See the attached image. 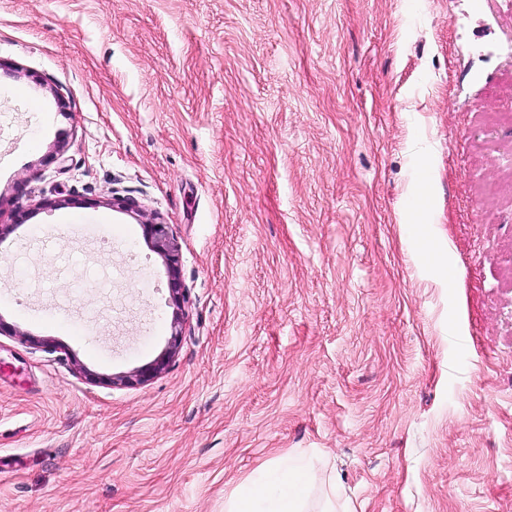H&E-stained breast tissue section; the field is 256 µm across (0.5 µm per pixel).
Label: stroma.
Listing matches in <instances>:
<instances>
[{
  "label": "stroma",
  "mask_w": 512,
  "mask_h": 512,
  "mask_svg": "<svg viewBox=\"0 0 512 512\" xmlns=\"http://www.w3.org/2000/svg\"><path fill=\"white\" fill-rule=\"evenodd\" d=\"M502 114L512 0H0V512H512ZM158 217H153L143 222L142 227L147 240L151 243L155 253L162 259L168 271V286L170 298L176 306L175 313L171 323V334L168 346L164 351L151 363L147 368L134 372L133 375L119 376L112 380L113 385H126L130 383H144L150 378L161 373L174 357L180 338L182 336L183 312L181 305L184 307L186 300V288L183 286L179 277L180 256L176 244L175 235L170 224H164L157 221ZM314 477L307 455H281L224 502L225 512H308ZM321 507L316 510L318 512H356L354 507L350 505H344L341 507V511H338L336 507V481L331 477L327 476L323 480L320 489Z\"/></svg>",
  "instance_id": "35a3bbf8"
}]
</instances>
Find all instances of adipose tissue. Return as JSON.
<instances>
[{
	"label": "adipose tissue",
	"mask_w": 512,
	"mask_h": 512,
	"mask_svg": "<svg viewBox=\"0 0 512 512\" xmlns=\"http://www.w3.org/2000/svg\"><path fill=\"white\" fill-rule=\"evenodd\" d=\"M319 494L318 512H355L336 504V482L325 478L315 484L306 454L281 455L264 465L240 490L224 502V512H308L312 494Z\"/></svg>",
	"instance_id": "ef3b65f1"
}]
</instances>
